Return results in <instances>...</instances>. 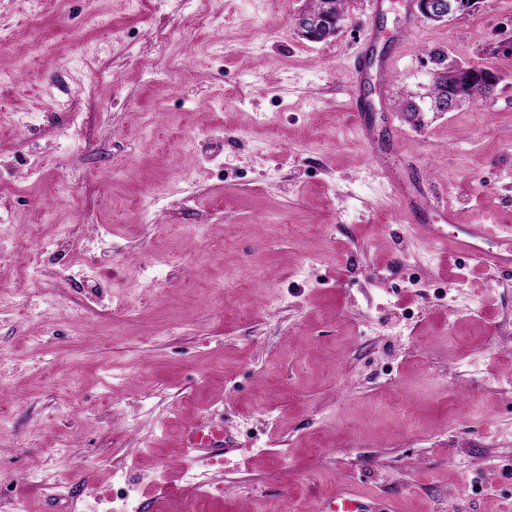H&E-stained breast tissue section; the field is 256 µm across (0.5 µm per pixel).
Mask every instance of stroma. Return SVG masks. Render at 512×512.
I'll return each instance as SVG.
<instances>
[{
    "label": "stroma",
    "instance_id": "35a3bbf8",
    "mask_svg": "<svg viewBox=\"0 0 512 512\" xmlns=\"http://www.w3.org/2000/svg\"><path fill=\"white\" fill-rule=\"evenodd\" d=\"M304 6L0 0V512H512V269L431 238L438 197L512 227V0L408 35L346 0L321 43ZM435 48L499 84L402 112ZM184 447L196 454L224 453V432L213 424H205L186 437ZM367 498L361 497L344 486L337 490L336 496L330 498L319 512H373L367 503Z\"/></svg>",
    "mask_w": 512,
    "mask_h": 512
}]
</instances>
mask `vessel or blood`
<instances>
[{"mask_svg":"<svg viewBox=\"0 0 512 512\" xmlns=\"http://www.w3.org/2000/svg\"><path fill=\"white\" fill-rule=\"evenodd\" d=\"M439 246H452L454 252L487 268H512V230L497 231L484 224H467L458 228L453 238L438 237ZM185 446L194 453L213 455L224 451L223 430L206 424L189 434ZM319 512H371L366 498L349 490L338 489Z\"/></svg>","mask_w":512,"mask_h":512,"instance_id":"b4317fda","label":"vessel or blood"}]
</instances>
